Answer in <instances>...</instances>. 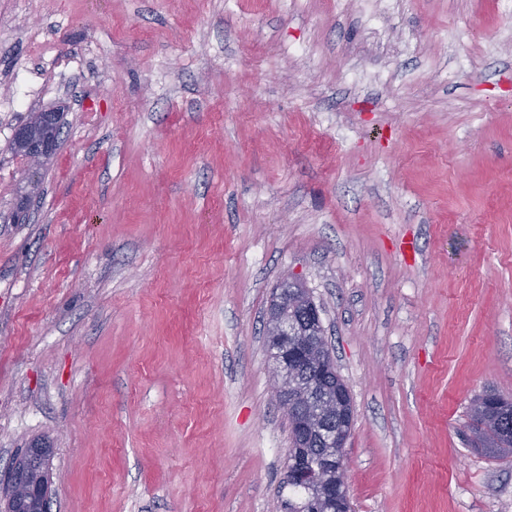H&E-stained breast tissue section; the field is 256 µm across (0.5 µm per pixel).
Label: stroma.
Returning a JSON list of instances; mask_svg holds the SVG:
<instances>
[{"instance_id": "1", "label": "stroma", "mask_w": 512, "mask_h": 512, "mask_svg": "<svg viewBox=\"0 0 512 512\" xmlns=\"http://www.w3.org/2000/svg\"><path fill=\"white\" fill-rule=\"evenodd\" d=\"M0 472L50 512H281L266 311L322 308L353 512H512V0H0ZM64 108L41 193L9 142ZM491 394L475 400L471 408L475 447L492 452L511 451L512 401L496 393ZM38 472L35 479L30 477L31 472ZM47 461L42 448H29L25 456L12 463L7 475L0 476V502L2 509V492L5 493V501L14 502L19 497L28 499V503L40 512H46L48 501ZM3 490V491H2Z\"/></svg>"}]
</instances>
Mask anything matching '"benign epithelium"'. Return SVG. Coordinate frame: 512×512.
<instances>
[{"label": "benign epithelium", "instance_id": "7a95c632", "mask_svg": "<svg viewBox=\"0 0 512 512\" xmlns=\"http://www.w3.org/2000/svg\"><path fill=\"white\" fill-rule=\"evenodd\" d=\"M29 149L39 163L52 155L53 141L48 137L35 139L29 142ZM265 335L273 396L292 423L294 444L287 451V479L310 489L315 509L352 512L344 449L352 431L354 408L346 385H336V392L331 394L321 381L331 373L330 365L321 358L327 349L321 308L300 282L285 280L276 288L267 309ZM314 436L325 448L322 462H311L298 452ZM47 473L42 449H28L0 478L5 501L24 497L38 512H46Z\"/></svg>", "mask_w": 512, "mask_h": 512}]
</instances>
